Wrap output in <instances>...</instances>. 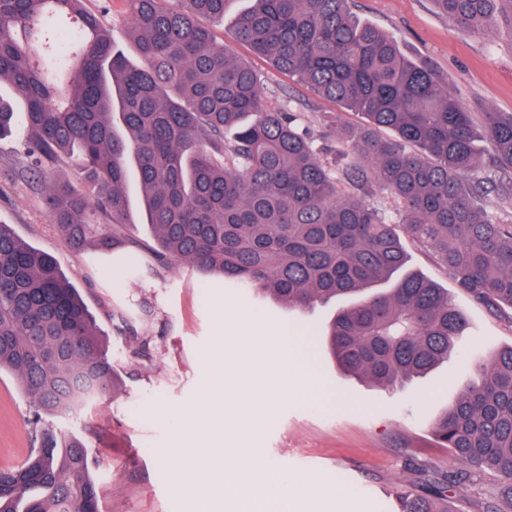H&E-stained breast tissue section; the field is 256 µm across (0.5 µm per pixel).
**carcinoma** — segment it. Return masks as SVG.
<instances>
[{"mask_svg":"<svg viewBox=\"0 0 512 512\" xmlns=\"http://www.w3.org/2000/svg\"><path fill=\"white\" fill-rule=\"evenodd\" d=\"M125 0L136 58L119 49L84 0H0V84L22 99V174L41 183L49 226L73 252L143 244L130 172L142 191L156 262L257 288L308 310L340 297L323 336L337 367L393 391L448 362L468 321L448 289L400 274L405 233L429 248L475 301L512 309V220L470 179L486 144L495 189L512 205V113L481 128L433 68L354 18L349 0H251L233 39L341 111L326 126L345 149L321 159L299 112H267L259 76L206 21L229 0ZM459 30L512 22V0H434ZM366 125H347L342 110ZM13 103L0 97V138ZM397 134L385 139L378 131ZM234 130L227 141L224 132ZM65 162L73 176H52ZM366 194L392 196L397 220L345 194L337 171ZM131 329L135 312L112 306ZM28 398L36 447L0 468V512H99L83 440L49 418L113 394L115 371L93 315L55 257L0 224V372ZM479 383L434 422L432 435L464 469L406 491L399 512H456L468 469L490 470L512 501V345L475 362ZM127 191L131 201L132 217L138 224H127L125 232L127 236L131 238L151 241L153 237L151 228L148 224H141L143 221V215L141 210L140 196L137 183L133 175H131L128 179Z\"/></svg>","mask_w":512,"mask_h":512,"instance_id":"obj_1","label":"carcinoma"}]
</instances>
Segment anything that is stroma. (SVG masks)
I'll return each mask as SVG.
<instances>
[{
    "instance_id": "stroma-1",
    "label": "stroma",
    "mask_w": 512,
    "mask_h": 512,
    "mask_svg": "<svg viewBox=\"0 0 512 512\" xmlns=\"http://www.w3.org/2000/svg\"><path fill=\"white\" fill-rule=\"evenodd\" d=\"M360 21L392 37L410 59L425 61L448 80L473 114L512 112V26L476 37L458 34L432 0H352ZM235 57L261 77L262 104L270 112H300L312 138L335 159L341 142L327 135L324 117L335 103L289 79L242 44ZM24 127L0 140V224L55 256L79 289L116 370L118 389L80 414L54 418L53 427L79 435L88 447L101 512H187L175 481L191 445L189 419L205 401L212 356L222 355L218 322L258 315L264 325L262 359L276 361L275 334L288 325L299 336L319 386L316 394L283 395L272 421L241 427L227 418L214 450L244 448L299 485L295 512H396L395 493L419 489L417 469L455 471L459 464L431 435L434 420L476 380L472 349L490 354L512 344V315L476 303L460 290L436 256L402 237L406 267L447 288L470 321L452 366H440L388 394L346 376L320 337L333 305L301 312L233 282L204 286L186 264L109 277L121 253L97 261L66 248L48 222L43 194L17 166ZM138 311L134 332L109 316L113 304ZM28 402L14 375L0 373V466L25 458L32 442L24 422Z\"/></svg>"
}]
</instances>
